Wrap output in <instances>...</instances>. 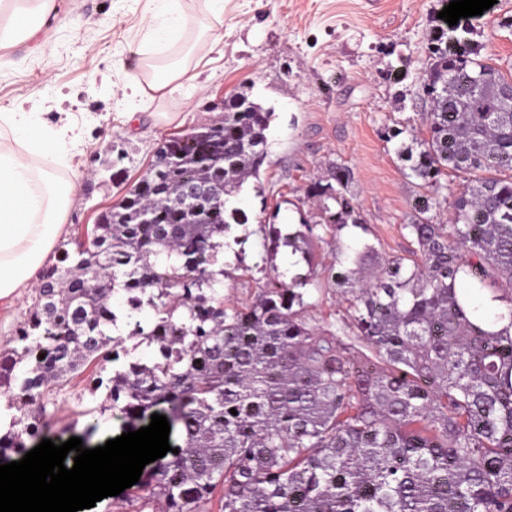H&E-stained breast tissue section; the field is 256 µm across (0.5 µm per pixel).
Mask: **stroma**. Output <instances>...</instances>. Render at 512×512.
Masks as SVG:
<instances>
[{"label":"stroma","instance_id":"35a3bbf8","mask_svg":"<svg viewBox=\"0 0 512 512\" xmlns=\"http://www.w3.org/2000/svg\"><path fill=\"white\" fill-rule=\"evenodd\" d=\"M450 0H224L223 23L195 50L189 106L148 101L137 120L121 104L125 79L140 68L138 49L154 6L150 0H57L58 25L11 49L0 64V112L26 100L40 105L51 126L70 114L83 130L64 176L76 186L64 240L92 225L120 201L151 161L163 138L211 123L225 100L245 93L273 108L268 157L258 185H246L242 206L250 224L276 222L293 230L299 219L321 216L306 195L311 182L330 181L335 167L351 172L348 194L364 229L341 236L376 246L383 257H409L415 244L405 225L421 189L396 149L421 127L427 109L420 84L430 64L429 36L445 22ZM481 56L512 71V0L460 19ZM400 140H388L393 130ZM125 169L127 183L110 175ZM258 236L240 260H229L224 302L251 303L268 270ZM307 321L326 329L346 305L335 285L305 297ZM92 402L80 384L58 397L59 425H72L84 447L121 436L123 420L87 415Z\"/></svg>","mask_w":512,"mask_h":512}]
</instances>
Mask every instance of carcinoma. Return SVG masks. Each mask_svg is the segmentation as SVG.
Returning a JSON list of instances; mask_svg holds the SVG:
<instances>
[{"instance_id":"cac0c4a2","label":"carcinoma","mask_w":512,"mask_h":512,"mask_svg":"<svg viewBox=\"0 0 512 512\" xmlns=\"http://www.w3.org/2000/svg\"><path fill=\"white\" fill-rule=\"evenodd\" d=\"M430 50L427 137L396 149L425 189L404 225L412 265L341 241L367 227L338 167L336 184L307 193L323 224L259 229L269 264L288 247L314 265L319 228L336 240L327 279L349 303L341 324H308L312 273L270 276L252 304L224 305L214 267L232 225L247 224L238 195L260 176L274 116L234 96L217 121L164 139L138 199L102 211L43 269L0 349V458H23L52 430L49 407L79 377L102 412L136 425L164 402L181 426L179 453L140 477L162 512H512V112L497 97L512 76L443 31ZM452 173L468 180L450 201ZM192 179L221 183L223 202L184 205ZM446 206L450 224L427 217ZM463 274L508 290L505 310L476 319ZM117 295L127 336L157 346L149 365L111 331ZM146 305L155 317L144 324L133 313ZM347 332L371 355H349Z\"/></svg>"}]
</instances>
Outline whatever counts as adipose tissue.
Masks as SVG:
<instances>
[{"label":"adipose tissue","mask_w":512,"mask_h":512,"mask_svg":"<svg viewBox=\"0 0 512 512\" xmlns=\"http://www.w3.org/2000/svg\"><path fill=\"white\" fill-rule=\"evenodd\" d=\"M159 13L143 40L147 75L128 78L122 89L128 117L146 100L188 103L191 57L185 48L223 18V0H205L204 12L186 0H156ZM57 13L56 0H0V50L41 32ZM0 302L13 303L34 288L64 230L75 186L59 178L57 166L80 139L73 122L43 127L37 113L17 105L0 113Z\"/></svg>","instance_id":"1"}]
</instances>
